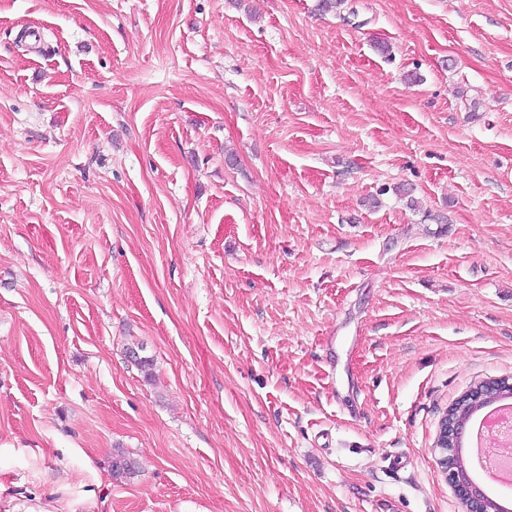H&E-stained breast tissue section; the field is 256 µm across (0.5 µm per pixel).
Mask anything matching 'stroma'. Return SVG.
<instances>
[{
  "label": "stroma",
  "instance_id": "35a3bbf8",
  "mask_svg": "<svg viewBox=\"0 0 512 512\" xmlns=\"http://www.w3.org/2000/svg\"><path fill=\"white\" fill-rule=\"evenodd\" d=\"M500 377L512 0H0V512H465ZM501 379H505L503 383ZM494 379L487 382H483L470 387L464 394H462L454 403V406L448 410V414L458 420L466 421L471 420L473 416L484 407L492 404L478 403L476 397L473 396V388L478 386L476 396H479L481 400H493L499 396L504 390H509L512 386L509 382V378ZM466 429L467 426L447 423V431H442V435H447L448 437L441 439L440 426L434 445L435 452L437 453L435 456L436 463L457 498L466 507L467 512H494L496 511L494 501L489 498L459 466L457 458L459 448V453L463 465L465 466V444L458 445L456 448H446L448 447V441L455 443L457 439L462 440L465 436Z\"/></svg>",
  "mask_w": 512,
  "mask_h": 512
}]
</instances>
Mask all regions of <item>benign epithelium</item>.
I'll return each mask as SVG.
<instances>
[{
	"label": "benign epithelium",
	"mask_w": 512,
	"mask_h": 512,
	"mask_svg": "<svg viewBox=\"0 0 512 512\" xmlns=\"http://www.w3.org/2000/svg\"><path fill=\"white\" fill-rule=\"evenodd\" d=\"M510 388H512L511 382L494 379L480 384L477 396L482 400H493ZM465 433L464 426L447 425L445 438L438 437L435 440L436 463L457 498L466 507V512H495L494 501L460 468L458 449L448 447V443L463 439Z\"/></svg>",
	"instance_id": "7a95c632"
}]
</instances>
